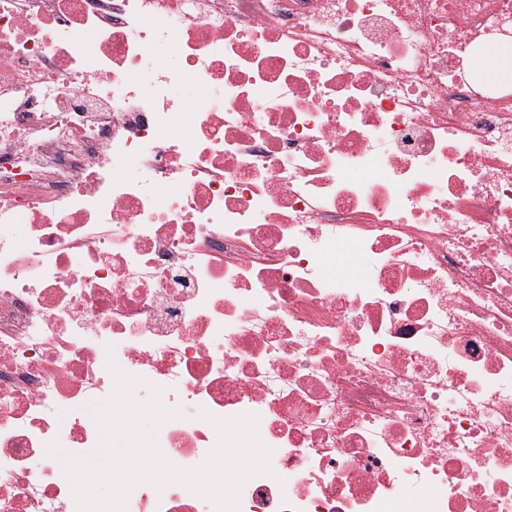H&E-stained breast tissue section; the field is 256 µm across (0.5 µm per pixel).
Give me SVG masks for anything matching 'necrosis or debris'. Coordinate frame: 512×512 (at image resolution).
<instances>
[{
  "instance_id": "necrosis-or-debris-1",
  "label": "necrosis or debris",
  "mask_w": 512,
  "mask_h": 512,
  "mask_svg": "<svg viewBox=\"0 0 512 512\" xmlns=\"http://www.w3.org/2000/svg\"><path fill=\"white\" fill-rule=\"evenodd\" d=\"M507 37L512 0H0V512H77L45 446L95 449L110 355L178 466L258 415L240 512H512V86L469 67Z\"/></svg>"
}]
</instances>
